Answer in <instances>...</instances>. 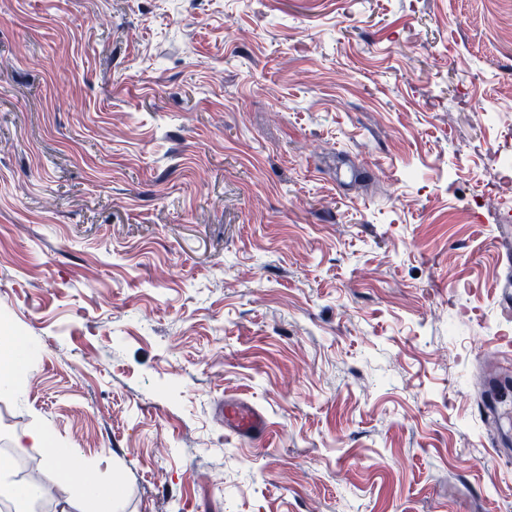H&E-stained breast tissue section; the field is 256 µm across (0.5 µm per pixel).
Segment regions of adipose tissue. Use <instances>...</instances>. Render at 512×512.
<instances>
[{
	"instance_id": "obj_1",
	"label": "adipose tissue",
	"mask_w": 512,
	"mask_h": 512,
	"mask_svg": "<svg viewBox=\"0 0 512 512\" xmlns=\"http://www.w3.org/2000/svg\"><path fill=\"white\" fill-rule=\"evenodd\" d=\"M49 434L41 427L31 428L13 436V443L18 448H42L46 455L43 459L45 466H54L57 458L65 456L71 460L69 471L63 472L65 481L77 484L81 495L89 498L99 512H123L121 499L111 486L104 484L95 476L87 474L79 457L73 456L70 449L52 448L48 445Z\"/></svg>"
}]
</instances>
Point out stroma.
I'll list each match as a JSON object with an SVG mask.
<instances>
[{"label":"stroma","instance_id":"35a3bbf8","mask_svg":"<svg viewBox=\"0 0 512 512\" xmlns=\"http://www.w3.org/2000/svg\"><path fill=\"white\" fill-rule=\"evenodd\" d=\"M510 128L512 0H0V457L34 512L91 506L32 426L124 512H512V417L477 413ZM20 358V351L8 336H0V385L13 384V371ZM224 425L237 434L258 439L266 435L268 427L265 415L255 407L241 402L226 403L221 408ZM49 434L43 427L31 428L15 433L13 436L16 448H46L48 447Z\"/></svg>","mask_w":512,"mask_h":512}]
</instances>
